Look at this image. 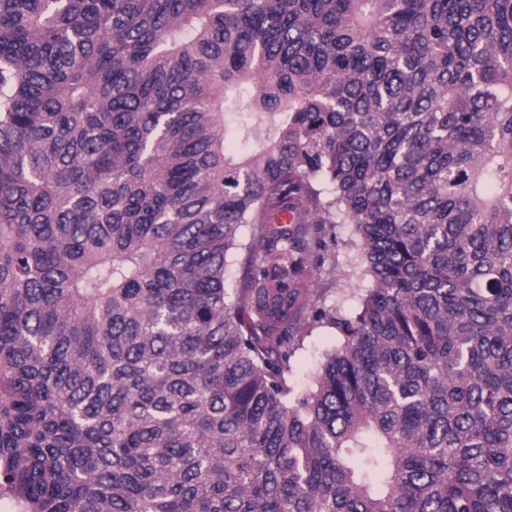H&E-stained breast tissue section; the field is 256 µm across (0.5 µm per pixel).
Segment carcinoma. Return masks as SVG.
Masks as SVG:
<instances>
[{"mask_svg": "<svg viewBox=\"0 0 512 512\" xmlns=\"http://www.w3.org/2000/svg\"><path fill=\"white\" fill-rule=\"evenodd\" d=\"M328 224L371 287L293 325ZM0 484L512 512V0H0ZM338 343V337L333 329L316 328L311 336L305 338L303 348L297 350L290 359L292 367L288 374L290 385L296 390L308 388L323 354L335 348Z\"/></svg>", "mask_w": 512, "mask_h": 512, "instance_id": "1", "label": "carcinoma"}]
</instances>
